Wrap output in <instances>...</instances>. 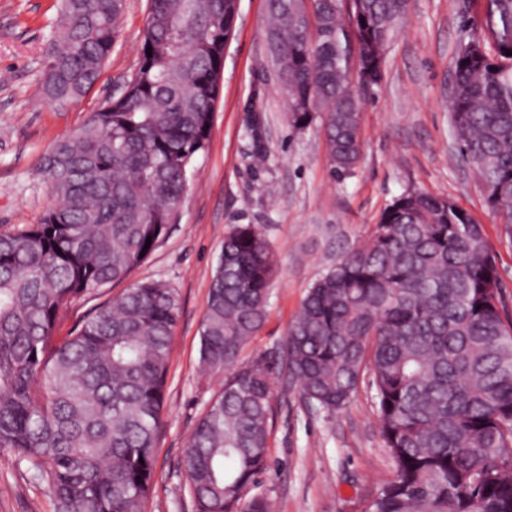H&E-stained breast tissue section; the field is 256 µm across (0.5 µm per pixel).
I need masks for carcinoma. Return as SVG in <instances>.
Segmentation results:
<instances>
[{
    "mask_svg": "<svg viewBox=\"0 0 512 512\" xmlns=\"http://www.w3.org/2000/svg\"><path fill=\"white\" fill-rule=\"evenodd\" d=\"M288 35L278 67L293 126L321 115L337 177L359 158V91L381 82L375 50L406 0H268ZM124 0H61L40 94L63 108L98 82ZM457 48L449 98L459 155L512 240V0H484ZM229 25L226 0H149L140 64L122 94L43 157L54 202L0 233V451L54 493L55 512H145L156 479L177 290L136 281L67 335L60 311L126 281L167 237L205 150L209 86ZM152 56H147V53ZM355 57L357 87L347 80ZM150 247H145L146 240ZM276 262L254 224L224 237L200 333V364L224 373L184 448L194 512H270L275 374L333 414L365 371L395 477L365 512H512V325L483 227L452 201L412 190L369 238L308 288L278 345L281 362L239 361L263 327Z\"/></svg>",
    "mask_w": 512,
    "mask_h": 512,
    "instance_id": "carcinoma-1",
    "label": "carcinoma"
}]
</instances>
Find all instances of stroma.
<instances>
[{
    "mask_svg": "<svg viewBox=\"0 0 512 512\" xmlns=\"http://www.w3.org/2000/svg\"><path fill=\"white\" fill-rule=\"evenodd\" d=\"M482 0H410L384 54L380 85L360 96V158L343 179L332 172L320 121L294 128L277 67L267 50V0H239L207 150L177 210L170 234L138 268L135 281L176 288L181 313L171 342L167 408L156 448L158 482L145 512H193L180 475L182 451L224 376L199 363L200 327L224 236L257 225L278 261L264 326L242 361L268 354L310 284L351 247L368 239L383 209L405 191L450 199L482 224L502 280L500 305L512 322V242L485 202L473 168L454 146L447 105L457 43L481 15ZM57 0H0V231L39 223L52 204L40 161L122 91L140 61L148 0H126L120 35L97 84L61 110L38 95L53 38ZM258 100L268 157L255 164L245 105ZM269 471L262 478L271 512H360L394 474L368 382L326 414L309 410L284 377L274 380ZM0 512H54L46 486L0 454Z\"/></svg>",
    "mask_w": 512,
    "mask_h": 512,
    "instance_id": "stroma-1",
    "label": "stroma"
}]
</instances>
